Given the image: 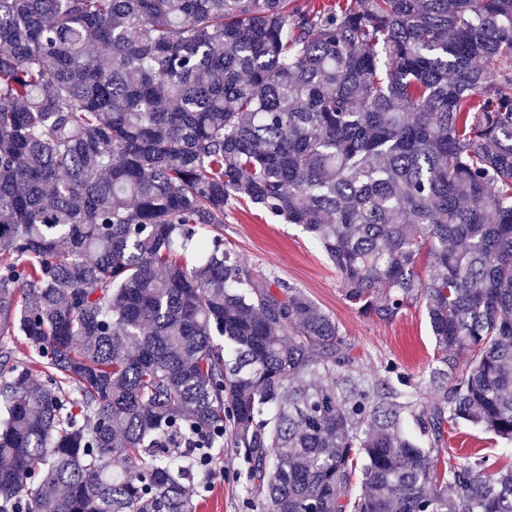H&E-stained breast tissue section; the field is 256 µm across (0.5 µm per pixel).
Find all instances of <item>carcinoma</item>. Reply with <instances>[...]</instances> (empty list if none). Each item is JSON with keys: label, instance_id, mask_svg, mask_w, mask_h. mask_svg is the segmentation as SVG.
<instances>
[{"label": "carcinoma", "instance_id": "1", "mask_svg": "<svg viewBox=\"0 0 512 512\" xmlns=\"http://www.w3.org/2000/svg\"><path fill=\"white\" fill-rule=\"evenodd\" d=\"M232 205L422 307L426 373H366ZM461 423L512 443V0H0V512H193L226 438L251 512H512ZM512 448V447H511ZM511 448H503L493 436L481 429L459 425L448 437L443 448H438L441 463L455 466L466 461L473 462L481 457L497 460L498 465L512 463Z\"/></svg>", "mask_w": 512, "mask_h": 512}]
</instances>
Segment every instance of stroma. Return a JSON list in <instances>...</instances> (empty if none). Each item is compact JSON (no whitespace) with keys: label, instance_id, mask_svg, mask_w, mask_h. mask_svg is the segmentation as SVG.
<instances>
[{"label":"stroma","instance_id":"35a3bbf8","mask_svg":"<svg viewBox=\"0 0 512 512\" xmlns=\"http://www.w3.org/2000/svg\"><path fill=\"white\" fill-rule=\"evenodd\" d=\"M224 240L249 267L275 274L300 288L331 315L344 336L356 344L367 373L381 372L390 360L415 376L427 369L434 340L422 308L389 323L360 315L345 300L335 268L298 225L265 219L255 208L231 207L224 214ZM438 455L449 466L482 457L501 465L512 463L511 449L468 425L458 426ZM240 464L234 448L227 445L220 450L217 474L208 488L185 482V494L193 502L194 512H246V492L236 479Z\"/></svg>","mask_w":512,"mask_h":512}]
</instances>
